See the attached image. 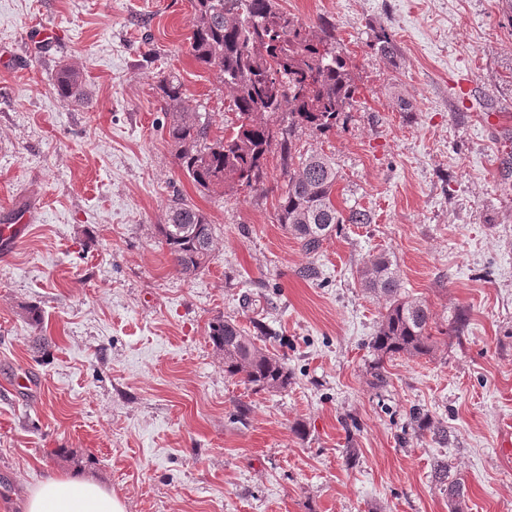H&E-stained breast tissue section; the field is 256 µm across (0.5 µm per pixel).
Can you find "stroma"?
<instances>
[{
	"label": "stroma",
	"mask_w": 512,
	"mask_h": 512,
	"mask_svg": "<svg viewBox=\"0 0 512 512\" xmlns=\"http://www.w3.org/2000/svg\"><path fill=\"white\" fill-rule=\"evenodd\" d=\"M279 5L333 22L357 66L347 123L300 131L298 145L334 157L337 207L372 221L340 225L311 256L277 222L278 151L265 194L208 196L179 166L160 75L179 73L214 128L228 105L190 53L191 0H0V225L29 215L27 236L0 250V512H24L30 489L74 470L126 512H450L439 461L463 484L462 512H512V8ZM371 23L396 63L368 46ZM43 26L57 37L41 51L26 33ZM64 64L84 69L81 101L56 91ZM456 72L474 83L473 110L455 104ZM176 197L216 239L188 278L157 234ZM379 253L445 334L432 359L386 361L375 389L385 302L358 271ZM219 318L270 330L287 389L225 376L208 336ZM21 377L30 389H14ZM419 410L447 438L419 434Z\"/></svg>",
	"instance_id": "obj_1"
}]
</instances>
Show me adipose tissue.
I'll return each instance as SVG.
<instances>
[{
	"label": "adipose tissue",
	"mask_w": 512,
	"mask_h": 512,
	"mask_svg": "<svg viewBox=\"0 0 512 512\" xmlns=\"http://www.w3.org/2000/svg\"><path fill=\"white\" fill-rule=\"evenodd\" d=\"M25 512H125L110 489L75 475H52L32 489Z\"/></svg>",
	"instance_id": "adipose-tissue-1"
}]
</instances>
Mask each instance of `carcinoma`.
I'll use <instances>...</instances> for the list:
<instances>
[{
	"instance_id": "cac0c4a2",
	"label": "carcinoma",
	"mask_w": 512,
	"mask_h": 512,
	"mask_svg": "<svg viewBox=\"0 0 512 512\" xmlns=\"http://www.w3.org/2000/svg\"><path fill=\"white\" fill-rule=\"evenodd\" d=\"M194 29L190 52L197 64L217 75L231 101L224 113V131L212 133L200 106L190 104L180 77L162 76L158 89L164 101L169 142L175 147L183 173L202 193L264 191L272 145L279 146L287 182L278 194L277 221L315 254L340 224H368L366 210L336 207L334 192L340 175L332 157L302 150L297 135L303 129L328 136L347 121L357 104L356 64L336 38V26L314 27L282 9L278 0H193ZM370 47L394 62L396 45L385 28L372 29ZM84 77L75 65L63 66L56 77L58 95L79 96ZM157 233L175 269L192 276L216 254L213 224L199 208L175 199ZM360 284L386 301L372 349L371 385L387 382L384 358L418 360L436 352L437 328L429 307L402 295L399 270L384 254L359 270ZM209 338L224 353V375L240 377L256 390L288 388L292 374L283 358L257 344L233 320L209 324ZM418 429L434 437L448 430L416 415ZM433 479L448 492L452 512H460L461 487L448 477V464L438 462Z\"/></svg>"
}]
</instances>
